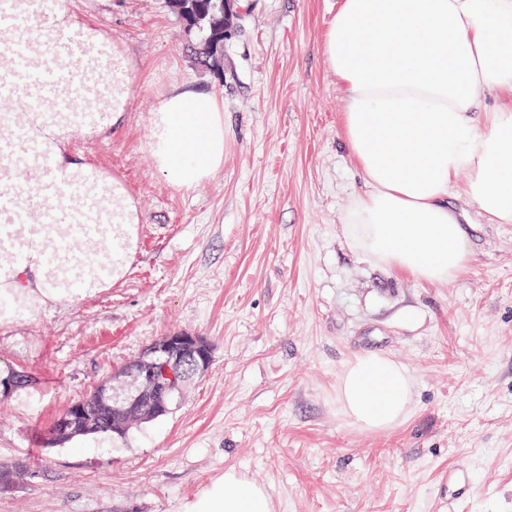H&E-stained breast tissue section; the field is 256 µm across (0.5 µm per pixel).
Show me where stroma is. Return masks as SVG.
Wrapping results in <instances>:
<instances>
[{"label":"stroma","instance_id":"1","mask_svg":"<svg viewBox=\"0 0 512 512\" xmlns=\"http://www.w3.org/2000/svg\"><path fill=\"white\" fill-rule=\"evenodd\" d=\"M338 0H245L224 70L168 0H62L53 20L112 38L119 118L70 151L126 191L136 222L123 275L0 318V367L35 385L0 398V512H183L224 469L264 486L276 512H445L449 465L472 472L464 512H512V224L482 223L465 182L471 261L428 283L366 262L343 217L363 183L343 145L345 107L322 50ZM224 103V165L190 190L151 153L172 90ZM213 349L172 413L123 439L37 443L74 398L173 332ZM376 352L413 379L412 412L366 432L336 397L346 362ZM40 470L29 479L26 465Z\"/></svg>","mask_w":512,"mask_h":512}]
</instances>
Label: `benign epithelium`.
Masks as SVG:
<instances>
[{"instance_id": "1", "label": "benign epithelium", "mask_w": 512, "mask_h": 512, "mask_svg": "<svg viewBox=\"0 0 512 512\" xmlns=\"http://www.w3.org/2000/svg\"><path fill=\"white\" fill-rule=\"evenodd\" d=\"M219 8L209 17L211 32L221 42L214 46L209 66L220 69L224 63L222 42L231 35L227 18L231 13V0H218ZM212 360L210 344L201 336L187 332H174L151 344L141 356L126 365L101 387L100 397L115 389L120 378L130 379L127 396L111 408L117 420L127 426L140 423L145 416V405L152 404L162 412L169 411L174 400L180 398L185 383L205 371Z\"/></svg>"}]
</instances>
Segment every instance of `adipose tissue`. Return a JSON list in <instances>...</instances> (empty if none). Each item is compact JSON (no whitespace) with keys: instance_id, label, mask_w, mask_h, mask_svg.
I'll use <instances>...</instances> for the list:
<instances>
[{"instance_id":"obj_1","label":"adipose tissue","mask_w":512,"mask_h":512,"mask_svg":"<svg viewBox=\"0 0 512 512\" xmlns=\"http://www.w3.org/2000/svg\"><path fill=\"white\" fill-rule=\"evenodd\" d=\"M323 54L344 94L341 132L364 184L344 217L362 258L426 282L471 260L462 217L448 198L458 181L488 224L512 223V0H340ZM497 95L485 107L486 93ZM151 148L173 187L188 190L224 164V109L210 93L175 90L151 119ZM26 246L0 278V296L56 301L47 282L53 224L14 227ZM412 378L367 353L343 367L344 414L388 431L411 410ZM184 512H274L267 490L226 469Z\"/></svg>"}]
</instances>
